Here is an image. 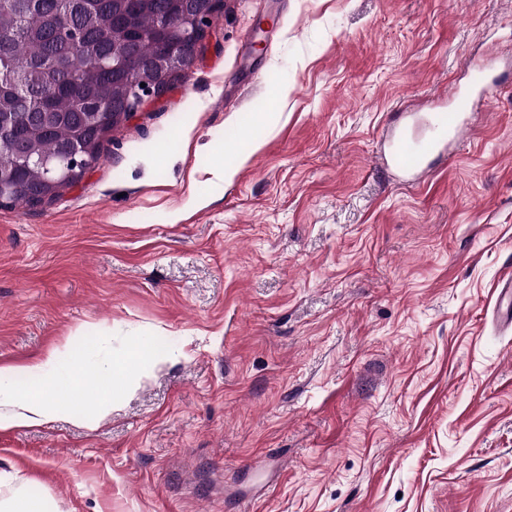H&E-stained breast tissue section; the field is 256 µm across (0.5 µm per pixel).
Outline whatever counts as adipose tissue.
Wrapping results in <instances>:
<instances>
[{"mask_svg":"<svg viewBox=\"0 0 512 512\" xmlns=\"http://www.w3.org/2000/svg\"><path fill=\"white\" fill-rule=\"evenodd\" d=\"M104 383L120 391L129 387L130 376L125 367L112 363L86 378L77 364L59 365L53 351L35 365L0 370V429L36 426L50 415L70 412L74 404L69 391L91 392Z\"/></svg>","mask_w":512,"mask_h":512,"instance_id":"ef3b65f1","label":"adipose tissue"}]
</instances>
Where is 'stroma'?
Wrapping results in <instances>:
<instances>
[{
  "instance_id": "stroma-1",
  "label": "stroma",
  "mask_w": 512,
  "mask_h": 512,
  "mask_svg": "<svg viewBox=\"0 0 512 512\" xmlns=\"http://www.w3.org/2000/svg\"><path fill=\"white\" fill-rule=\"evenodd\" d=\"M209 31L78 183L0 205V366L79 343L135 379L0 430V472L51 512H512V78L420 179L378 159L403 104L512 67V0H224ZM501 289L499 295L497 316L509 325L512 324V273L509 271L500 281ZM507 301L504 304V301Z\"/></svg>"
}]
</instances>
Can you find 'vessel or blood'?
Listing matches in <instances>:
<instances>
[{"instance_id": "vessel-or-blood-1", "label": "vessel or blood", "mask_w": 512, "mask_h": 512, "mask_svg": "<svg viewBox=\"0 0 512 512\" xmlns=\"http://www.w3.org/2000/svg\"><path fill=\"white\" fill-rule=\"evenodd\" d=\"M501 81V76L495 73L494 64L488 63L472 70L467 86H450L444 96L449 106L433 112L428 122L427 135L413 136L402 129L393 137L389 145V158L392 164L400 170L416 175L430 167L432 159L446 158L449 142L461 137L475 101L487 97ZM500 285V304L496 314L501 321L511 325V272L501 279Z\"/></svg>"}]
</instances>
